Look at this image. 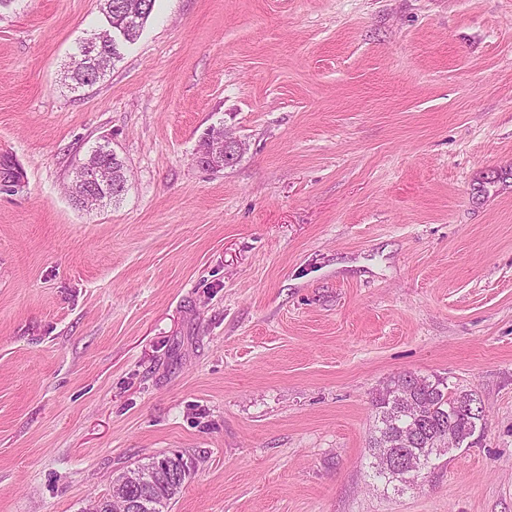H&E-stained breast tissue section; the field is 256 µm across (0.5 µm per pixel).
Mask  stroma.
I'll use <instances>...</instances> for the list:
<instances>
[{
    "instance_id": "stroma-1",
    "label": "stroma",
    "mask_w": 512,
    "mask_h": 512,
    "mask_svg": "<svg viewBox=\"0 0 512 512\" xmlns=\"http://www.w3.org/2000/svg\"><path fill=\"white\" fill-rule=\"evenodd\" d=\"M101 0L0 9V512H82L148 457L170 512H512V0H156L72 89ZM224 128L240 161L194 157ZM108 144L129 176L68 187ZM486 420L373 475L394 377Z\"/></svg>"
}]
</instances>
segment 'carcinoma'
<instances>
[{"label":"carcinoma","mask_w":512,"mask_h":512,"mask_svg":"<svg viewBox=\"0 0 512 512\" xmlns=\"http://www.w3.org/2000/svg\"><path fill=\"white\" fill-rule=\"evenodd\" d=\"M112 16L119 18L131 6L145 9L140 22L129 34V41L139 37L151 16L155 0H111ZM102 164L112 169V182L124 181L123 162L105 145L94 149ZM465 390H448L443 381L404 375L391 380L376 398L377 419L370 451L374 458L375 476L386 484L398 482L411 485L422 472L433 465L438 456L433 454L435 441L444 448H455L465 442L484 420V410L472 412ZM387 448L401 457H410L413 463L404 469H390L381 450ZM160 474L156 484L143 488L136 482L137 470L120 474L128 486V494L137 501L136 512H168L171 501L180 494L185 480L190 477L191 466L180 454H164L149 458L141 465Z\"/></svg>","instance_id":"carcinoma-1"}]
</instances>
